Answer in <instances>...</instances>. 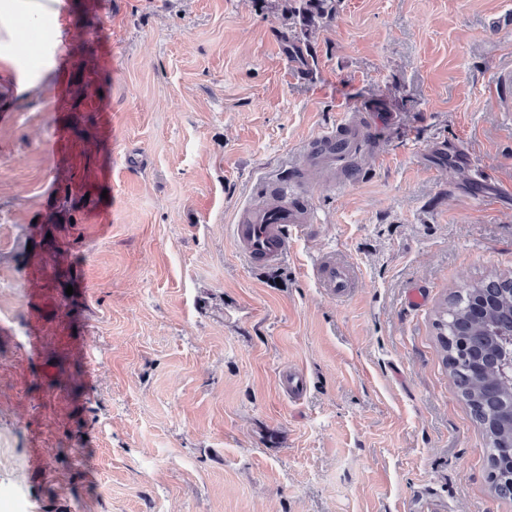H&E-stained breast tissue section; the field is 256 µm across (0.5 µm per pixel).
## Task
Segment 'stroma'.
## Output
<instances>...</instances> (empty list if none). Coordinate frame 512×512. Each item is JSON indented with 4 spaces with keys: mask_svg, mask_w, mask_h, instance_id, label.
I'll use <instances>...</instances> for the list:
<instances>
[{
    "mask_svg": "<svg viewBox=\"0 0 512 512\" xmlns=\"http://www.w3.org/2000/svg\"><path fill=\"white\" fill-rule=\"evenodd\" d=\"M67 2L48 100L0 81V512H512L434 327L512 273V0H337L303 62L281 0ZM352 105L350 187L251 265L237 211ZM320 288L330 297H343L359 280L357 269L349 262L336 259V253L323 258L316 271Z\"/></svg>",
    "mask_w": 512,
    "mask_h": 512,
    "instance_id": "obj_1",
    "label": "stroma"
}]
</instances>
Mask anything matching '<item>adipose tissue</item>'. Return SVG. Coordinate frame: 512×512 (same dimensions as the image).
Masks as SVG:
<instances>
[{
    "label": "adipose tissue",
    "mask_w": 512,
    "mask_h": 512,
    "mask_svg": "<svg viewBox=\"0 0 512 512\" xmlns=\"http://www.w3.org/2000/svg\"><path fill=\"white\" fill-rule=\"evenodd\" d=\"M29 32L48 35L38 45L34 64L18 53L23 35ZM67 35L60 0H0V59L10 64L15 96L27 98L45 91L57 49Z\"/></svg>",
    "instance_id": "adipose-tissue-1"
}]
</instances>
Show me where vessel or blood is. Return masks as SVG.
Masks as SVG:
<instances>
[{"label": "vessel or blood", "instance_id": "obj_1", "mask_svg": "<svg viewBox=\"0 0 512 512\" xmlns=\"http://www.w3.org/2000/svg\"><path fill=\"white\" fill-rule=\"evenodd\" d=\"M353 121V113H346L336 127L318 134L316 148L301 150L293 164L295 180L278 188L281 203L242 208L239 219L231 227V235L235 246L245 257L261 260L268 266L274 265L287 257L290 233L315 235L317 221L310 200L317 185L305 180L304 173L318 163L320 150H333L338 141H345V150L349 153L364 147V138L350 133ZM316 275L320 287L333 298L345 296L359 280L357 269L332 253L323 258Z\"/></svg>", "mask_w": 512, "mask_h": 512}]
</instances>
